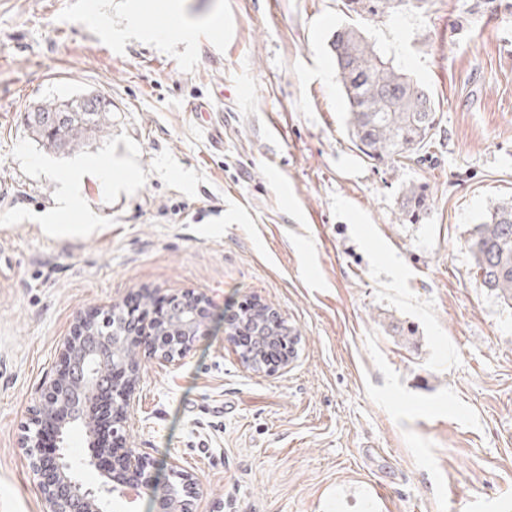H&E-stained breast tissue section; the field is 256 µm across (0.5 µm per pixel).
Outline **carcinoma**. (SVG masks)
I'll use <instances>...</instances> for the list:
<instances>
[{
    "label": "carcinoma",
    "mask_w": 512,
    "mask_h": 512,
    "mask_svg": "<svg viewBox=\"0 0 512 512\" xmlns=\"http://www.w3.org/2000/svg\"><path fill=\"white\" fill-rule=\"evenodd\" d=\"M424 0H344L348 12L374 19L395 9L419 8ZM349 114L348 137L376 166H394L422 157L433 145L439 127L436 102L421 83L369 42L353 26L336 30L331 42ZM31 134L57 151L74 152L84 140L112 126L110 104L92 96L52 99L34 106L26 116ZM407 212L414 219L426 210V190L410 184L403 189ZM476 273L482 285L512 301V202H494L469 239ZM246 321L241 357L255 359L271 346L269 339L288 340V322L277 326Z\"/></svg>",
    "instance_id": "cac0c4a2"
}]
</instances>
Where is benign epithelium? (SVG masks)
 Instances as JSON below:
<instances>
[{
  "label": "benign epithelium",
  "mask_w": 512,
  "mask_h": 512,
  "mask_svg": "<svg viewBox=\"0 0 512 512\" xmlns=\"http://www.w3.org/2000/svg\"><path fill=\"white\" fill-rule=\"evenodd\" d=\"M210 301L191 290L173 295L162 312L168 328L152 336H139L125 326L122 336H94L92 327L111 320L106 312H91L76 322L60 348V366L30 410V423L19 439L23 448H35L31 461L38 479L44 512H100L104 495L121 497L128 489L151 495L153 512H196L195 482L185 471H174L178 485L158 487L154 463L128 442L126 428L136 404L139 384L136 358L116 360L117 349L128 345L147 349L161 364L176 365L194 348L207 330ZM106 403L110 425L104 439L97 426L81 428L90 440L88 467L98 473L89 483L79 480L64 462V437L84 418L83 408Z\"/></svg>",
  "instance_id": "7a95c632"
}]
</instances>
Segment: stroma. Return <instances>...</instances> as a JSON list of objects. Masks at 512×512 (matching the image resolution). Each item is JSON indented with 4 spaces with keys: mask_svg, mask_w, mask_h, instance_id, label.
Wrapping results in <instances>:
<instances>
[{
    "mask_svg": "<svg viewBox=\"0 0 512 512\" xmlns=\"http://www.w3.org/2000/svg\"><path fill=\"white\" fill-rule=\"evenodd\" d=\"M344 25L432 92L421 162L350 142ZM85 93L109 134L33 137L28 109ZM0 181V512L42 510L19 438L77 318L187 289L214 317L179 364L138 354L127 434L193 475L197 512H512V303L467 245L512 201V0L373 21L343 0H0ZM69 183L91 221L60 213ZM252 301L299 338L271 375L224 335ZM403 204L413 219H419L425 213L426 190L423 185L410 184L403 189Z\"/></svg>",
    "mask_w": 512,
    "mask_h": 512,
    "instance_id": "obj_1",
    "label": "stroma"
}]
</instances>
